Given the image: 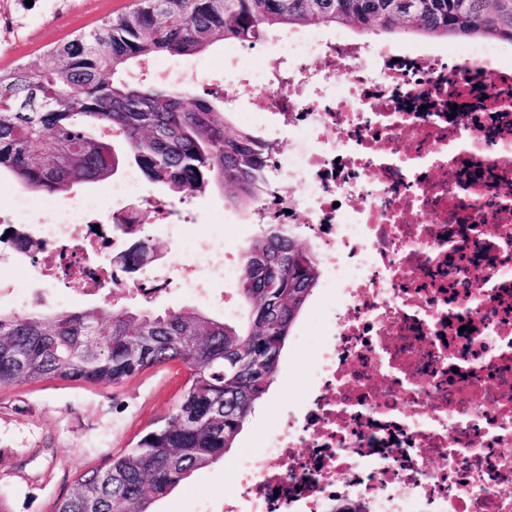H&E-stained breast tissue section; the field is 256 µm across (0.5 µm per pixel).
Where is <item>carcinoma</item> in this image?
<instances>
[{
	"label": "carcinoma",
	"instance_id": "1",
	"mask_svg": "<svg viewBox=\"0 0 512 512\" xmlns=\"http://www.w3.org/2000/svg\"><path fill=\"white\" fill-rule=\"evenodd\" d=\"M339 25L512 44V0H134L50 51L51 65L0 71V178L55 195L135 166L171 195L228 186L231 202L249 207L273 149L232 126L218 94L133 70L221 40L252 47L295 28ZM139 224L136 212L116 225L135 239L112 256L126 274L152 259ZM318 280L314 249L286 225L267 224L244 251V322L194 308L0 311V386L42 378L114 385L173 360L188 372L171 414L128 452L83 472L55 512H154L194 471L224 459L275 381Z\"/></svg>",
	"mask_w": 512,
	"mask_h": 512
}]
</instances>
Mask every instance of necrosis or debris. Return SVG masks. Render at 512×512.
<instances>
[{"instance_id":"necrosis-or-debris-1","label":"necrosis or debris","mask_w":512,"mask_h":512,"mask_svg":"<svg viewBox=\"0 0 512 512\" xmlns=\"http://www.w3.org/2000/svg\"><path fill=\"white\" fill-rule=\"evenodd\" d=\"M334 57L327 69L320 56ZM214 91L247 98L258 138L288 137L281 182L260 223L302 209L318 238L323 314L310 387L239 461L258 512H512V64L494 41L447 53L307 29L271 38L269 56ZM140 173L107 195L44 211L17 193L15 223L36 226L71 294L139 289L84 263L93 231L113 233ZM224 259L215 264L214 252ZM233 287L222 233L196 240L168 281L201 298Z\"/></svg>"}]
</instances>
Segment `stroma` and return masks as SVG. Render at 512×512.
<instances>
[{
	"mask_svg": "<svg viewBox=\"0 0 512 512\" xmlns=\"http://www.w3.org/2000/svg\"><path fill=\"white\" fill-rule=\"evenodd\" d=\"M131 3L0 0V70L46 64L50 50L91 30L103 18L127 10ZM232 193L227 187L177 199L145 180L135 188L130 202L138 205L149 196L165 201L174 216L187 219L192 238L213 230L218 212H225L224 234L241 251L248 239L240 235L239 228L252 220L253 212L233 206ZM44 257L39 251L21 264L10 244H0V310L34 314L54 308L55 297L65 295L61 279L53 277ZM212 292L209 301L177 292L161 293L147 301L132 292L117 303L157 313L194 308L216 318H241L238 298H226L223 283H215ZM329 303L321 290H314L282 352L275 382L233 448L223 461L193 472L156 504V512H222L228 503L238 512H253L232 465L252 454L303 398L311 375L312 349L321 332L320 314ZM186 378L181 363L169 362L112 386L45 379L0 387V512H54L57 501L72 491L83 472L135 446L171 413Z\"/></svg>",
	"mask_w": 512,
	"mask_h": 512,
	"instance_id": "1",
	"label": "stroma"
}]
</instances>
